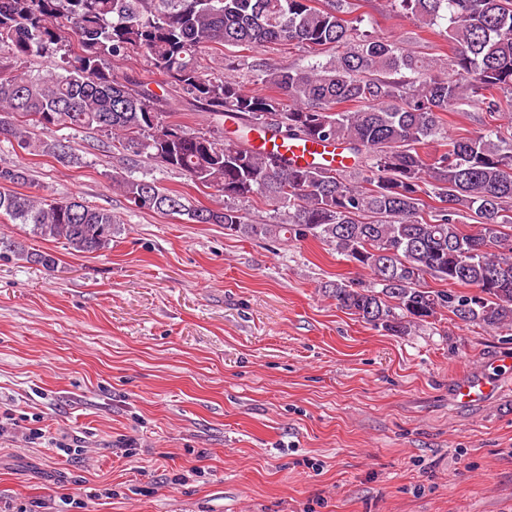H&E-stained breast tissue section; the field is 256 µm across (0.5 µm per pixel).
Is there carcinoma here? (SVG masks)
<instances>
[{"label":"carcinoma","mask_w":512,"mask_h":512,"mask_svg":"<svg viewBox=\"0 0 512 512\" xmlns=\"http://www.w3.org/2000/svg\"><path fill=\"white\" fill-rule=\"evenodd\" d=\"M387 2L446 37L448 63L360 32L343 0H0V137L69 165L73 148L33 137L29 125L96 130L224 197L219 209L191 205L153 178L114 176L139 210L222 224L229 236L335 246L370 282L340 279L328 297L375 329L403 334L442 310L465 324L512 326V134L450 138L441 117L461 104L512 112V0ZM283 42L336 55L302 69L253 63L260 92L201 71L207 49ZM138 51L213 122L236 125L231 135L188 131L138 79L113 72ZM42 54L60 55L62 72H17ZM261 132L338 140L352 166L291 167L255 147ZM434 142L441 149L426 151ZM37 188L30 169L1 166L0 216L76 253L112 248L120 223L111 210ZM257 201L273 207L271 222H248L242 204ZM462 214L473 231L458 224Z\"/></svg>","instance_id":"obj_1"}]
</instances>
